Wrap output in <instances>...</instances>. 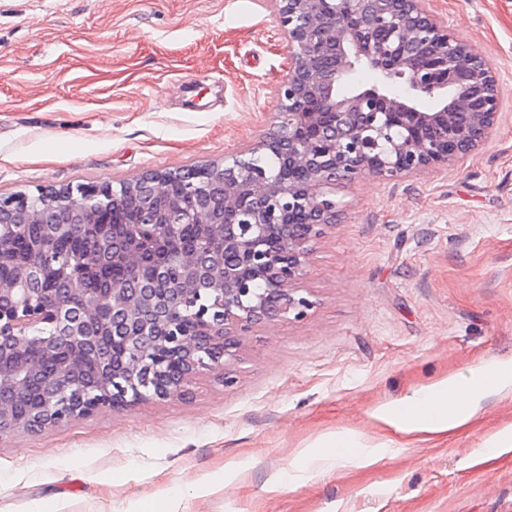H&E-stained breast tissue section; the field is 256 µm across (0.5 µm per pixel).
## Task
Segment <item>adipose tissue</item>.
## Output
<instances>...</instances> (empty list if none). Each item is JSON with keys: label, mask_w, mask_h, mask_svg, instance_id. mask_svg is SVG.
Masks as SVG:
<instances>
[{"label": "adipose tissue", "mask_w": 512, "mask_h": 512, "mask_svg": "<svg viewBox=\"0 0 512 512\" xmlns=\"http://www.w3.org/2000/svg\"><path fill=\"white\" fill-rule=\"evenodd\" d=\"M498 389L512 387V361H495L478 367L472 373L468 387L445 383L421 390L406 397L401 411L412 425L430 431H447L462 426L473 412L477 393L487 385Z\"/></svg>", "instance_id": "obj_1"}]
</instances>
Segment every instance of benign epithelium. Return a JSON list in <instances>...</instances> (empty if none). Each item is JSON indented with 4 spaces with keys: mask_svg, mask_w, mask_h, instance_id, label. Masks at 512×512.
<instances>
[{
    "mask_svg": "<svg viewBox=\"0 0 512 512\" xmlns=\"http://www.w3.org/2000/svg\"><path fill=\"white\" fill-rule=\"evenodd\" d=\"M285 35L291 67L268 131L241 155L274 151L269 173L237 163L215 166L224 177L223 216L205 204L189 211L200 228L193 251L177 246L180 225L162 211L140 219L112 262L131 276L104 294L81 286L83 267L52 261L65 224L43 237L16 280L0 282V436L70 423L101 408L124 410L188 394L201 370L225 371L241 338L258 325L310 306L293 284L311 243L340 216L336 185L361 174L398 178L439 170L469 157L497 127L498 83L486 59L451 34L423 0H270ZM379 74L370 88L350 74ZM401 126L405 133L393 138ZM391 148L378 151V140ZM131 184L141 198L167 197L162 172ZM96 183L64 190L72 208L109 193ZM21 193L0 198V239L25 230L14 212ZM257 279L266 284L258 293ZM47 322L57 333L36 328ZM38 386L24 413L18 400Z\"/></svg>",
    "mask_w": 512,
    "mask_h": 512,
    "instance_id": "1",
    "label": "benign epithelium"
}]
</instances>
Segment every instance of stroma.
Instances as JSON below:
<instances>
[{"instance_id":"1","label":"stroma","mask_w":512,"mask_h":512,"mask_svg":"<svg viewBox=\"0 0 512 512\" xmlns=\"http://www.w3.org/2000/svg\"><path fill=\"white\" fill-rule=\"evenodd\" d=\"M491 65L501 108L448 168L337 188L339 223L296 286L310 302L243 338L185 396L0 438V512H512V389L447 432L378 419L512 361V0H427ZM268 0H0V196L232 160L288 75ZM352 441L329 469L325 438ZM235 494H225L223 482Z\"/></svg>"}]
</instances>
